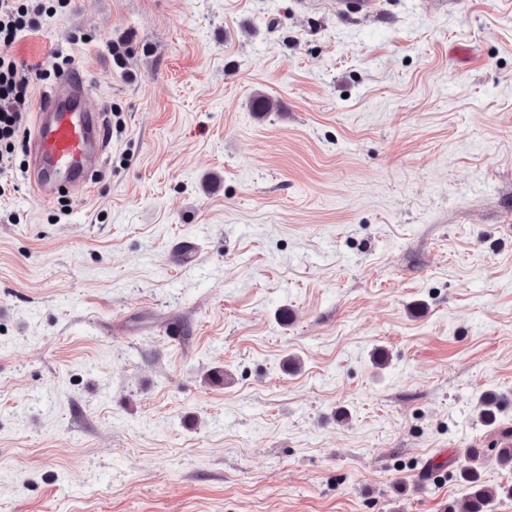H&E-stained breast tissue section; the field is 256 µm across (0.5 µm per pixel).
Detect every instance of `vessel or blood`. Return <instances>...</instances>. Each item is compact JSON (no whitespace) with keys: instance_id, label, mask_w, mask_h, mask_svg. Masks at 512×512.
I'll return each mask as SVG.
<instances>
[{"instance_id":"b4317fda","label":"vessel or blood","mask_w":512,"mask_h":512,"mask_svg":"<svg viewBox=\"0 0 512 512\" xmlns=\"http://www.w3.org/2000/svg\"><path fill=\"white\" fill-rule=\"evenodd\" d=\"M87 95L86 81L66 72L36 105L28 170L37 196L87 185L90 158L105 154L102 115L88 106Z\"/></svg>"}]
</instances>
